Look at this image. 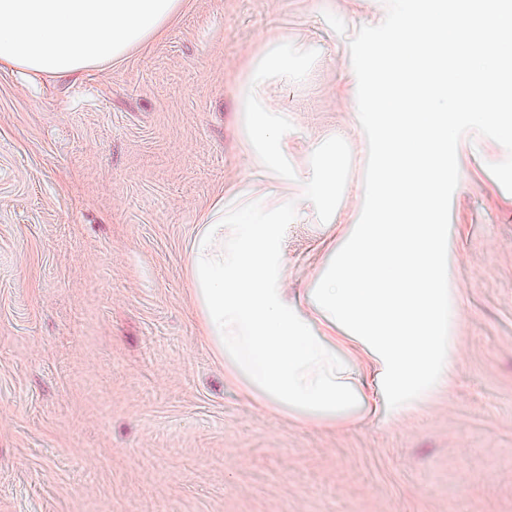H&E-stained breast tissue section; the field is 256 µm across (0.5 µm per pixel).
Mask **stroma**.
Wrapping results in <instances>:
<instances>
[{
    "instance_id": "1",
    "label": "stroma",
    "mask_w": 512,
    "mask_h": 512,
    "mask_svg": "<svg viewBox=\"0 0 512 512\" xmlns=\"http://www.w3.org/2000/svg\"><path fill=\"white\" fill-rule=\"evenodd\" d=\"M384 0H182L163 32L68 78L0 67V512H512V193L462 151L448 286L450 395L393 419L303 423L244 395L202 334L188 250L246 191L241 84L264 39L307 66L259 94L288 153L344 156L336 227L288 228L303 297L363 203L366 135L339 91Z\"/></svg>"
}]
</instances>
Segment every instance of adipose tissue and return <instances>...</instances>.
<instances>
[{"label": "adipose tissue", "mask_w": 512, "mask_h": 512, "mask_svg": "<svg viewBox=\"0 0 512 512\" xmlns=\"http://www.w3.org/2000/svg\"><path fill=\"white\" fill-rule=\"evenodd\" d=\"M180 7L181 0H0V64L67 78L124 58ZM242 110L256 142L245 174L254 195L216 197L188 252L203 332L248 395L313 424L353 420L383 363L311 301L289 299L280 253L304 206L330 210L336 178L309 155L289 170L287 126L253 95Z\"/></svg>", "instance_id": "ef3b65f1"}]
</instances>
